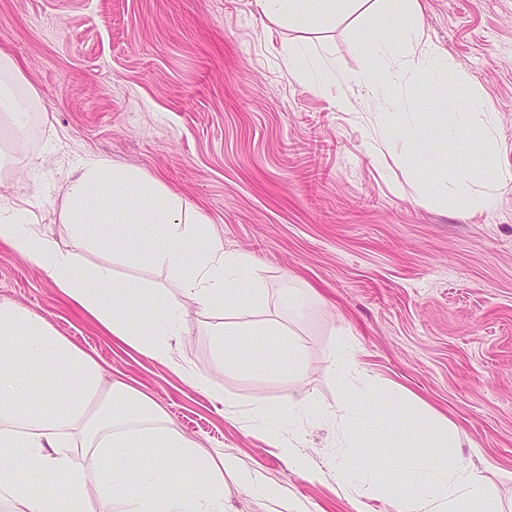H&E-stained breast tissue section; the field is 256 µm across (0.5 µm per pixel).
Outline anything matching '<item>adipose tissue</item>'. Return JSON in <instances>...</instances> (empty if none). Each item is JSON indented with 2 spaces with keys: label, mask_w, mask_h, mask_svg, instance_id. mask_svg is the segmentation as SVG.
Wrapping results in <instances>:
<instances>
[{
  "label": "adipose tissue",
  "mask_w": 512,
  "mask_h": 512,
  "mask_svg": "<svg viewBox=\"0 0 512 512\" xmlns=\"http://www.w3.org/2000/svg\"><path fill=\"white\" fill-rule=\"evenodd\" d=\"M271 23L317 32L337 19L383 18L391 33L363 30L355 46L387 60L369 73L367 93L384 104L382 139H401L404 163L415 164L426 135L437 131L459 163L435 178L439 199L460 213L492 208L512 187L497 164L496 117L488 90L464 80L444 51L420 32L419 0H256ZM23 75L0 61V121L24 132L30 120L18 95ZM425 99L428 109L417 108ZM75 245L108 249L113 261L166 272L171 286L219 316L211 334L216 361L243 367L255 340L275 337L289 373H303L301 348L288 330L263 321L265 296L244 253L228 252L204 234L195 209L161 182L112 160L91 156L66 196ZM24 212L0 211V241L36 263L68 300L115 339L181 371L165 339L177 335L183 312L167 308L163 289L120 280L106 267H77L49 235L26 233ZM148 322H140L142 310ZM249 320H240V313ZM223 452L201 454L171 430L146 395L107 380L96 359L60 336L44 316L0 304V512H224Z\"/></svg>",
  "instance_id": "obj_1"
}]
</instances>
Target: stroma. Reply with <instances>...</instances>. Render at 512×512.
<instances>
[{"label":"stroma","instance_id":"1","mask_svg":"<svg viewBox=\"0 0 512 512\" xmlns=\"http://www.w3.org/2000/svg\"><path fill=\"white\" fill-rule=\"evenodd\" d=\"M424 37L464 77L482 83L498 117L499 166L512 175V0H419ZM361 20L319 34L262 19L255 0H0V56L14 61L31 114L16 135L0 123V203L31 213L30 230L73 248L65 191L90 156L139 169L195 206L225 249L249 254L268 296L266 319L297 333L306 372L270 368L265 347L250 367L214 359L213 319L185 304L165 272L78 249L77 263L167 289L185 304L172 355L212 375L216 396L185 375L112 339L13 246L0 242V303L45 316L113 378L148 396L170 427L208 452L235 457L271 498L224 477V512H398L390 496L341 481L345 448L318 419L299 418L300 470L269 438L261 411L286 395L340 413L346 391L327 373L344 341L380 387L452 425L456 456L482 474L501 512H512V192L469 217L436 203L429 168L395 159L378 139L380 105L357 82L382 67L357 52ZM303 41L323 64L331 94L292 71L286 49ZM319 139L321 174L300 153ZM318 296L301 315L278 304L286 285Z\"/></svg>","mask_w":512,"mask_h":512}]
</instances>
